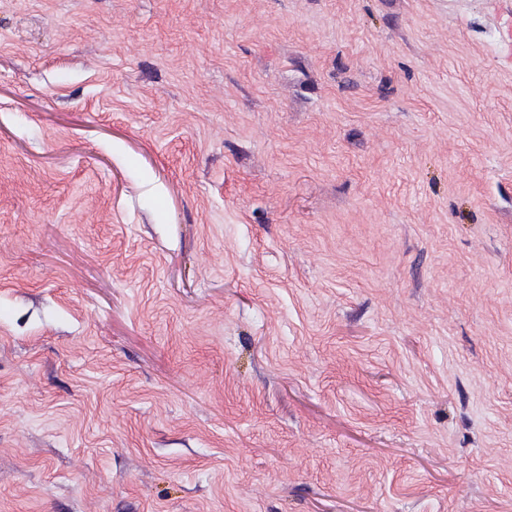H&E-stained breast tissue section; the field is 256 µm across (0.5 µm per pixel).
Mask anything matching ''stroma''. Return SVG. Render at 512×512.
Wrapping results in <instances>:
<instances>
[{"label": "stroma", "mask_w": 512, "mask_h": 512, "mask_svg": "<svg viewBox=\"0 0 512 512\" xmlns=\"http://www.w3.org/2000/svg\"><path fill=\"white\" fill-rule=\"evenodd\" d=\"M0 512H512V0H0Z\"/></svg>", "instance_id": "obj_1"}]
</instances>
